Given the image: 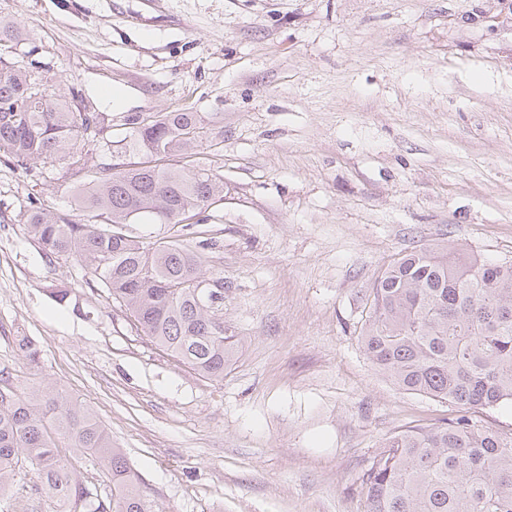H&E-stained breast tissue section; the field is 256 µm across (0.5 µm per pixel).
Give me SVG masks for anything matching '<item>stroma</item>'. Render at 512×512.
<instances>
[{
    "label": "stroma",
    "mask_w": 512,
    "mask_h": 512,
    "mask_svg": "<svg viewBox=\"0 0 512 512\" xmlns=\"http://www.w3.org/2000/svg\"><path fill=\"white\" fill-rule=\"evenodd\" d=\"M0 16L11 60L103 113L92 161H133L129 117L208 119L171 163L224 180L202 268L244 339L216 381L138 335L27 232L32 200L68 209L66 162L35 177L0 158V371L25 374L15 339L33 340L41 379L96 414L156 512H365L385 439L457 415L371 365L367 289L432 244L512 263V0H0Z\"/></svg>",
    "instance_id": "1"
}]
</instances>
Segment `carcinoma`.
Segmentation results:
<instances>
[{
    "instance_id": "carcinoma-1",
    "label": "carcinoma",
    "mask_w": 512,
    "mask_h": 512,
    "mask_svg": "<svg viewBox=\"0 0 512 512\" xmlns=\"http://www.w3.org/2000/svg\"><path fill=\"white\" fill-rule=\"evenodd\" d=\"M17 41L0 18V47ZM0 70V154L30 172L37 163L68 161L71 212L34 206L29 235L49 257H74L124 307L144 336L199 374L224 379L242 339L224 333V303L213 304L194 281L224 280L202 270L200 257L171 233L144 242L105 225L204 224L224 198V181L206 168L158 161L203 146L202 117L164 112L132 119L130 144L150 159L112 166L90 163L85 145L103 132L101 115L79 94L47 93L33 70ZM96 132L89 134V126ZM360 344L372 365L403 391L457 407L432 427L388 437L362 478L367 512H512V436L478 424L470 411L512 404V264L466 260L448 247H423L385 269L366 299ZM26 365L40 351L16 339ZM91 457L112 483L97 498L76 463ZM34 475L28 485L24 477ZM22 512L43 496L55 512H153L148 487L89 410L36 378L20 386L0 371V499L24 491Z\"/></svg>"
}]
</instances>
